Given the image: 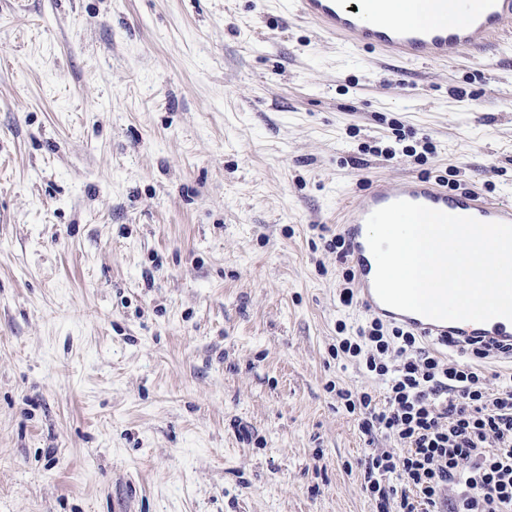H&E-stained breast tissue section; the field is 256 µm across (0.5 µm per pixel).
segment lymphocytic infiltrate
I'll return each mask as SVG.
<instances>
[{
    "label": "lymphocytic infiltrate",
    "instance_id": "obj_1",
    "mask_svg": "<svg viewBox=\"0 0 512 512\" xmlns=\"http://www.w3.org/2000/svg\"><path fill=\"white\" fill-rule=\"evenodd\" d=\"M333 353L362 363L382 381L384 398L338 389L365 435L384 432L400 451L369 448L365 488L377 512H512V371L488 389L481 365L491 349L473 346L463 359L443 357L414 332L374 319L346 335Z\"/></svg>",
    "mask_w": 512,
    "mask_h": 512
}]
</instances>
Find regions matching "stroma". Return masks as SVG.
<instances>
[{
    "label": "stroma",
    "mask_w": 512,
    "mask_h": 512,
    "mask_svg": "<svg viewBox=\"0 0 512 512\" xmlns=\"http://www.w3.org/2000/svg\"><path fill=\"white\" fill-rule=\"evenodd\" d=\"M289 2L0 0V512H376L336 218L512 202V34L392 71Z\"/></svg>",
    "instance_id": "obj_1"
}]
</instances>
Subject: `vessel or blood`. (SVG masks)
Masks as SVG:
<instances>
[{"label":"vessel or blood","mask_w":512,"mask_h":512,"mask_svg":"<svg viewBox=\"0 0 512 512\" xmlns=\"http://www.w3.org/2000/svg\"><path fill=\"white\" fill-rule=\"evenodd\" d=\"M302 21L383 58L408 61H455L476 57L512 27V0H426L430 18L424 22L399 12L394 0H292ZM405 200L451 215L483 222L512 224V204L488 199L477 191L453 192L429 179L407 176L361 194L342 211L343 236L353 265L356 292L372 317L415 334L453 345L480 339L512 344V321H441L385 305L375 293L376 261L367 241L368 216Z\"/></svg>","instance_id":"obj_1"}]
</instances>
